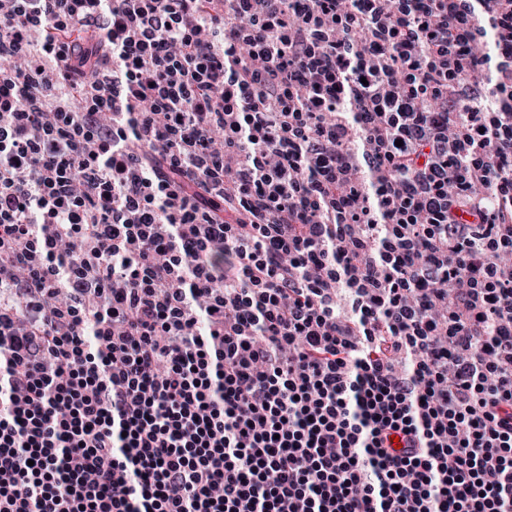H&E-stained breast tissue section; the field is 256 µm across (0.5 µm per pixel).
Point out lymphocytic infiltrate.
<instances>
[{"label": "lymphocytic infiltrate", "instance_id": "1", "mask_svg": "<svg viewBox=\"0 0 512 512\" xmlns=\"http://www.w3.org/2000/svg\"><path fill=\"white\" fill-rule=\"evenodd\" d=\"M496 90L512 0H0V512H512Z\"/></svg>", "mask_w": 512, "mask_h": 512}]
</instances>
